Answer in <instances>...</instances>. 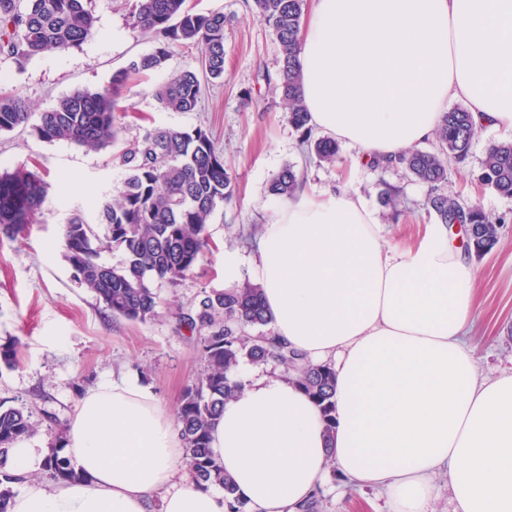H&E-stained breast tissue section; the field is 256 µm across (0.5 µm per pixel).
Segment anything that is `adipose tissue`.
<instances>
[{
	"mask_svg": "<svg viewBox=\"0 0 512 512\" xmlns=\"http://www.w3.org/2000/svg\"><path fill=\"white\" fill-rule=\"evenodd\" d=\"M299 63L318 132L368 157L433 138L449 100L477 125L512 130V0H312ZM258 280L275 336L335 373L336 429L289 377L239 365L211 448L252 512H298L336 467L388 512H429L446 476L454 512H512V370L481 375L466 340L475 273L443 225L407 250L385 247L361 199L276 206L261 232ZM66 454L82 480L29 479L8 512H226L186 475L171 413L131 377L85 392Z\"/></svg>",
	"mask_w": 512,
	"mask_h": 512,
	"instance_id": "adipose-tissue-1",
	"label": "adipose tissue"
}]
</instances>
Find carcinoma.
<instances>
[{"mask_svg":"<svg viewBox=\"0 0 512 512\" xmlns=\"http://www.w3.org/2000/svg\"><path fill=\"white\" fill-rule=\"evenodd\" d=\"M187 0H128L131 26L162 37L155 49L143 54L112 79L102 91L75 90L50 110L34 114L16 93H0V133L27 129L37 138L62 141L88 149L118 147V158L128 175L117 195L98 203L99 223L106 225L100 239L91 225L76 216L63 231L64 258L73 278L95 294L115 317L145 322L154 319L158 301L151 286L161 280L176 287L201 266L211 248L209 224L215 211L232 201V176L211 135L192 130L155 127L131 143L121 142L120 113L129 78L163 66L174 49L187 44L201 47L200 67L171 74L153 90L161 108L193 112L199 106L203 82L224 80V14L195 13ZM268 24L280 48L277 88L288 121L299 134V145L321 163L336 162L335 140L314 135L299 92L298 35L304 0H251ZM96 17L92 0H0V57L28 59L51 50L77 49L93 35ZM477 129L464 106L444 112L435 130L437 149L412 146L395 161L429 188L426 208L440 224H468L470 252L481 257L498 242L499 218L477 204L463 205L448 197V159L467 156ZM303 178L295 166H283L270 180L271 196L295 197ZM481 185L512 198V143L490 146L483 160ZM47 195L46 183L35 173L0 171V233L16 237L33 223ZM119 248L125 259L119 267L98 261L99 251ZM178 327L198 337L205 363L200 377L187 385L176 410L186 463L196 485L217 486L224 492L229 512H246L247 502L236 494L232 478L210 448L212 425L224 401L239 392L230 378L242 360L253 364L276 362L295 377L319 408L325 431L335 429L334 372L314 364L277 340L271 331L251 336L246 329L272 323L261 286L250 280L224 289H205L191 307L172 312ZM19 343L0 345V366L15 368ZM35 428L24 405L0 401V512L20 480L7 469L10 450L31 437ZM65 431L43 468L56 482L76 481L82 475L64 452Z\"/></svg>","mask_w":512,"mask_h":512,"instance_id":"carcinoma-1","label":"carcinoma"}]
</instances>
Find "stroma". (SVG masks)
Listing matches in <instances>:
<instances>
[{"label":"stroma","mask_w":512,"mask_h":512,"mask_svg":"<svg viewBox=\"0 0 512 512\" xmlns=\"http://www.w3.org/2000/svg\"><path fill=\"white\" fill-rule=\"evenodd\" d=\"M190 4L198 11L223 12L226 18L223 81L204 85L197 111L160 108L151 87L172 72L199 65V47L177 49L148 79L129 82L122 137L133 142L156 125L207 130L224 155L235 198L215 211L209 226L213 246L196 273L175 288L156 284L155 319L140 323L112 317L73 279L63 256V230L73 217L82 216L97 235L106 233L89 200L112 197L123 184L126 171L112 149L49 143L20 129L0 134V167H37L49 184L26 234L14 239L0 235V345L21 342L18 366L0 370V400L25 404L36 429L26 444L37 457L48 453L80 396L103 381L132 377L175 411L203 362L193 337L178 328L172 312L193 304L202 289L224 288L225 254L236 257L240 280H257L253 260L260 239L249 231L268 222L276 200L268 195L267 184L284 165H295L309 192L347 191L360 197L377 217L388 246H417L435 221L424 206L427 186L401 168L356 163L357 148L344 143L335 165L306 156L275 91L279 46L247 0ZM95 16L96 33L80 48L48 51L20 64L0 60V89L20 93L32 112H44L74 90L111 87L113 76L130 60L158 44L157 36L132 30L125 0H96ZM507 141H512L511 130H478L468 155L449 159L445 186L449 195L479 203L502 220L492 251L466 257L476 274L468 343L486 374L512 368V198L482 188L477 178L488 147ZM320 500L318 512H376L382 504L374 489L346 490L333 468L322 479Z\"/></svg>","instance_id":"obj_1"}]
</instances>
